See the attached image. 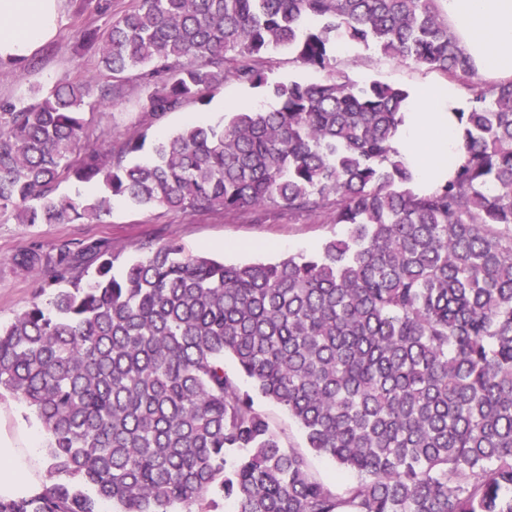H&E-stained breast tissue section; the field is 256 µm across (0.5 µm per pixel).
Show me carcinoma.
Masks as SVG:
<instances>
[{
  "mask_svg": "<svg viewBox=\"0 0 512 512\" xmlns=\"http://www.w3.org/2000/svg\"><path fill=\"white\" fill-rule=\"evenodd\" d=\"M440 2L136 0L77 33L112 83L0 104V217L17 224L100 222L118 196L183 212L285 206L346 228L267 264L150 244L119 276L105 241L16 253L14 266L66 284L0 324V390L43 424L54 482L0 498V512H217L220 498L235 512H512V80L479 81ZM344 40L471 92L452 179L415 190L393 146L408 92L337 71ZM276 50L323 79L269 83ZM132 72L153 116L206 106L229 80L277 105L114 155L84 115L121 98ZM63 177L101 192L56 195ZM256 394L296 420L307 450ZM308 450L359 479L324 482ZM256 403L268 415L276 429L284 435L287 443L295 448H305L306 441L302 430L283 409L261 397L256 398Z\"/></svg>",
  "mask_w": 512,
  "mask_h": 512,
  "instance_id": "cac0c4a2",
  "label": "carcinoma"
}]
</instances>
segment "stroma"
Instances as JSON below:
<instances>
[{"label": "stroma", "instance_id": "obj_1", "mask_svg": "<svg viewBox=\"0 0 512 512\" xmlns=\"http://www.w3.org/2000/svg\"><path fill=\"white\" fill-rule=\"evenodd\" d=\"M107 10H98L91 0H64L63 20L56 37L30 58L22 70L0 62V103L24 106L36 91L53 87L59 80L104 86L111 74L98 62L95 49L81 46L76 33L85 27L105 28L112 18L130 10L135 0H107ZM336 67L355 83L374 80L410 89L424 83L443 82L442 74L411 63H400L373 51L346 44L336 49ZM143 90L137 81L126 84L123 98L88 112L90 140L97 145L120 146L129 138H148L174 133L189 120L210 122L245 103L274 106L272 97L235 81L225 83L207 106L194 103L160 117L143 112ZM342 225L329 224L306 213L285 207L263 210L215 209L206 213L173 211L163 207L137 208L114 199L112 210L99 223L18 224L0 220V322L9 323L29 302L46 303L54 290L43 279L14 268L10 258L37 243L51 249L63 240L109 241L118 263L140 253L145 244L174 241L187 252L210 254L228 264H243L283 258L297 253L312 254L321 245L343 235Z\"/></svg>", "mask_w": 512, "mask_h": 512}]
</instances>
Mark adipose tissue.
Listing matches in <instances>:
<instances>
[{
  "mask_svg": "<svg viewBox=\"0 0 512 512\" xmlns=\"http://www.w3.org/2000/svg\"><path fill=\"white\" fill-rule=\"evenodd\" d=\"M64 0H0V61L22 62L54 37ZM448 25L478 73L512 80V0H444ZM470 98L458 85L424 84L410 91L394 138L420 189L448 178L462 156L458 115ZM34 433L17 437L0 428V497L19 498L34 489Z\"/></svg>",
  "mask_w": 512,
  "mask_h": 512,
  "instance_id": "ef3b65f1",
  "label": "adipose tissue"
}]
</instances>
